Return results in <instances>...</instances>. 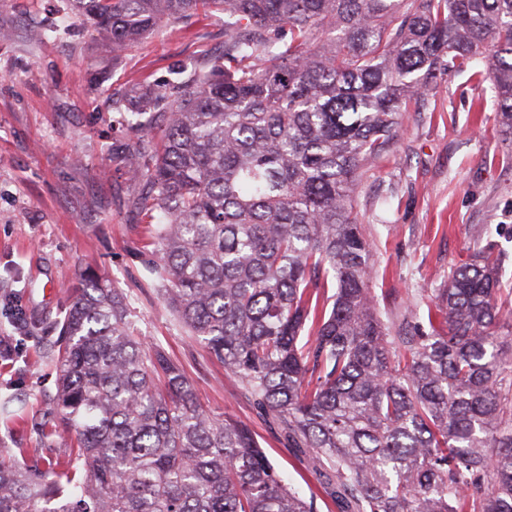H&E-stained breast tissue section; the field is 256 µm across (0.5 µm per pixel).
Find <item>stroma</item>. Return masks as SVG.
<instances>
[{
    "instance_id": "35a3bbf8",
    "label": "stroma",
    "mask_w": 512,
    "mask_h": 512,
    "mask_svg": "<svg viewBox=\"0 0 512 512\" xmlns=\"http://www.w3.org/2000/svg\"><path fill=\"white\" fill-rule=\"evenodd\" d=\"M0 26L8 31L0 37V336L14 346L0 357V399L12 397L17 413L0 419V448H41V430L55 424L52 323L87 269L125 290L142 334L183 366L202 403L248 423L285 480L303 495L318 493L317 465L191 342L133 257L144 238L131 203L144 187L119 160L130 140L114 103L133 87L167 82L180 66L223 55V15L169 22L118 54L75 20L67 0H0ZM484 68L480 58L469 72L439 77L425 105L410 104L396 148L358 190L376 288L403 295L438 287L486 225L508 255L501 286L512 289V140L498 132L490 82L474 77ZM16 304L27 312L19 325ZM73 446L59 434L42 455L61 458Z\"/></svg>"
}]
</instances>
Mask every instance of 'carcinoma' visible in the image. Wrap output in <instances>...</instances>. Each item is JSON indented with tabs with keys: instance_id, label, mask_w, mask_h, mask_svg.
<instances>
[{
	"instance_id": "1",
	"label": "carcinoma",
	"mask_w": 512,
	"mask_h": 512,
	"mask_svg": "<svg viewBox=\"0 0 512 512\" xmlns=\"http://www.w3.org/2000/svg\"><path fill=\"white\" fill-rule=\"evenodd\" d=\"M119 51L224 14V55L130 90L123 157L174 319L323 468L339 512H512V325L484 246L380 309L358 188L407 102L489 57L512 139V0H69ZM427 308V322L420 321ZM56 427L75 452L0 450V512H316L249 426L204 407L90 271L60 323Z\"/></svg>"
}]
</instances>
